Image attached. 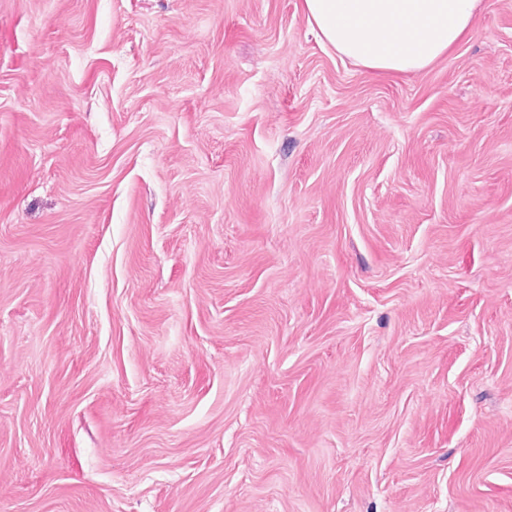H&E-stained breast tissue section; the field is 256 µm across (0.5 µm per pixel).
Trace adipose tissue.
Returning <instances> with one entry per match:
<instances>
[{
	"label": "adipose tissue",
	"mask_w": 512,
	"mask_h": 512,
	"mask_svg": "<svg viewBox=\"0 0 512 512\" xmlns=\"http://www.w3.org/2000/svg\"><path fill=\"white\" fill-rule=\"evenodd\" d=\"M481 0H304L337 54L380 72L419 71L457 45Z\"/></svg>",
	"instance_id": "1"
}]
</instances>
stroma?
I'll list each match as a JSON object with an SVG mask.
<instances>
[{"mask_svg":"<svg viewBox=\"0 0 512 512\" xmlns=\"http://www.w3.org/2000/svg\"><path fill=\"white\" fill-rule=\"evenodd\" d=\"M0 512H512V0H0ZM482 0H304L340 56L380 72L419 71L457 45Z\"/></svg>","mask_w":512,"mask_h":512,"instance_id":"stroma-1","label":"stroma"}]
</instances>
